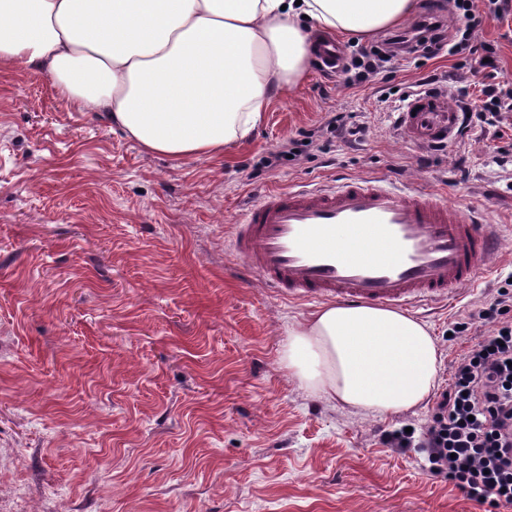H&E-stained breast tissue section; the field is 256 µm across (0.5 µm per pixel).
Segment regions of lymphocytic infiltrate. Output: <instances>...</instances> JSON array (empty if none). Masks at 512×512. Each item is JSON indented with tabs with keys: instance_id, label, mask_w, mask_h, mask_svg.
<instances>
[{
	"instance_id": "1",
	"label": "lymphocytic infiltrate",
	"mask_w": 512,
	"mask_h": 512,
	"mask_svg": "<svg viewBox=\"0 0 512 512\" xmlns=\"http://www.w3.org/2000/svg\"><path fill=\"white\" fill-rule=\"evenodd\" d=\"M497 17L512 10V0H452L453 24L428 11L410 30L391 34L380 46L359 52L340 72L345 87L369 84L384 64L418 54L448 53L465 57L472 75L487 68L496 55L494 44L478 40V9ZM480 98L468 87L456 97L466 118L491 127L512 117V85L483 83ZM366 129L352 125L341 112L329 115L311 129L304 140L289 141L288 153L300 160L317 147L322 135L344 142L362 139ZM480 323L474 347L459 354L451 365L448 385L437 397L435 413L420 435L399 429L384 434L392 448L419 446L431 474L455 484L470 500L499 508L512 503V289H500L494 299L471 313L468 321L454 323L452 335H460Z\"/></svg>"
}]
</instances>
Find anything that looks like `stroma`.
Returning a JSON list of instances; mask_svg holds the SVG:
<instances>
[{
    "label": "stroma",
    "instance_id": "1",
    "mask_svg": "<svg viewBox=\"0 0 512 512\" xmlns=\"http://www.w3.org/2000/svg\"><path fill=\"white\" fill-rule=\"evenodd\" d=\"M478 20L497 81L512 83V13ZM433 74L451 91L469 76L444 54L357 88L310 67L249 138L179 161L74 111L46 73L0 75V512H485L416 448L382 441L423 429L433 399L357 415L289 375L287 329L317 305L246 276L231 249L232 224L267 191L361 176L424 175L512 239V128L475 121L442 151L400 138L397 89ZM333 110L368 135L279 158ZM511 276L512 246L454 303L414 309L442 351L438 387L477 342L448 339L452 323Z\"/></svg>",
    "mask_w": 512,
    "mask_h": 512
}]
</instances>
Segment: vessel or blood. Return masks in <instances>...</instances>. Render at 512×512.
Returning a JSON list of instances; mask_svg holds the SVG:
<instances>
[{
	"instance_id": "b4317fda",
	"label": "vessel or blood",
	"mask_w": 512,
	"mask_h": 512,
	"mask_svg": "<svg viewBox=\"0 0 512 512\" xmlns=\"http://www.w3.org/2000/svg\"><path fill=\"white\" fill-rule=\"evenodd\" d=\"M405 144H454L459 112L448 95H415L398 115ZM498 225L466 202L378 177L276 189L235 227L234 253L267 287L293 300L411 309L474 283L500 251Z\"/></svg>"
}]
</instances>
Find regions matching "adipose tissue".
Returning a JSON list of instances; mask_svg holds the SVG:
<instances>
[{
    "mask_svg": "<svg viewBox=\"0 0 512 512\" xmlns=\"http://www.w3.org/2000/svg\"><path fill=\"white\" fill-rule=\"evenodd\" d=\"M415 0H0V72L48 74L145 151L214 156L308 72L312 32L368 35ZM281 364L353 413L397 415L436 387L430 327L395 309L328 304L288 331Z\"/></svg>",
    "mask_w": 512,
    "mask_h": 512,
    "instance_id": "obj_1",
    "label": "adipose tissue"
}]
</instances>
